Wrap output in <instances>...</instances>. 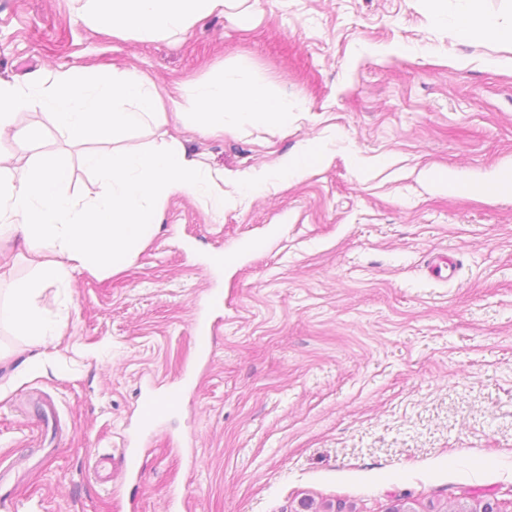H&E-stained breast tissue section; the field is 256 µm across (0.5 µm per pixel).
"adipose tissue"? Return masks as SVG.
<instances>
[{
    "mask_svg": "<svg viewBox=\"0 0 512 512\" xmlns=\"http://www.w3.org/2000/svg\"><path fill=\"white\" fill-rule=\"evenodd\" d=\"M83 20L102 31H118L143 41L174 39L221 7L240 8L246 0H77ZM457 15L462 39L494 37L512 42V27L480 12L464 0ZM48 112L70 138L117 137L159 121L164 103L152 83L133 71H60L20 87L0 80V134L10 130L17 109ZM176 110L206 131L224 130L227 122L260 127L287 125L294 106L287 94H270L247 85L241 72L228 71L198 84Z\"/></svg>",
    "mask_w": 512,
    "mask_h": 512,
    "instance_id": "ef3b65f1",
    "label": "adipose tissue"
}]
</instances>
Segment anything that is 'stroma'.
I'll use <instances>...</instances> for the list:
<instances>
[{
	"label": "stroma",
	"instance_id": "35a3bbf8",
	"mask_svg": "<svg viewBox=\"0 0 512 512\" xmlns=\"http://www.w3.org/2000/svg\"><path fill=\"white\" fill-rule=\"evenodd\" d=\"M248 6L249 18L228 9L143 42L87 25L76 0H0L2 80L133 70L179 100L241 68L298 105L287 126L220 136L170 111L124 147L174 140L229 173L325 147L304 176L220 217L170 196L129 265L43 290L60 321L44 346L0 321V512H299L305 498L512 512V195L491 190L512 172V45L433 21L456 0ZM13 128L0 138L12 176L54 153L69 193H101L81 158L110 139L70 143L24 109ZM439 254L453 278L431 275ZM39 260L0 238V304ZM213 291L224 309L202 357L193 323ZM35 358L39 371L17 377ZM149 390L178 399L147 428Z\"/></svg>",
	"mask_w": 512,
	"mask_h": 512
}]
</instances>
